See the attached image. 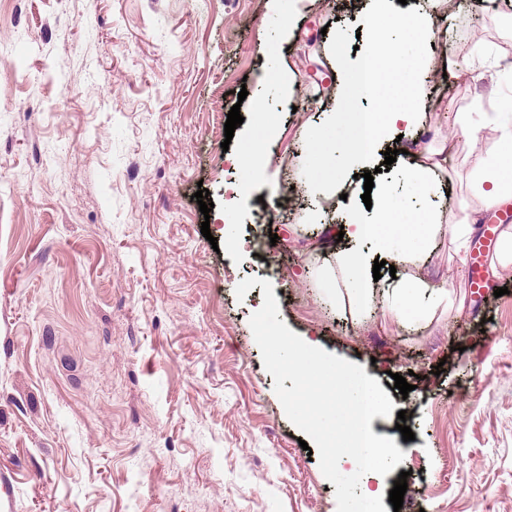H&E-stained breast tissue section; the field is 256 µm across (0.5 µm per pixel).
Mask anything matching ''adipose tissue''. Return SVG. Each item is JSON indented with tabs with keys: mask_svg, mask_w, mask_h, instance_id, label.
<instances>
[{
	"mask_svg": "<svg viewBox=\"0 0 512 512\" xmlns=\"http://www.w3.org/2000/svg\"><path fill=\"white\" fill-rule=\"evenodd\" d=\"M367 70L371 81L368 92L375 100L370 114L371 133L374 142L391 141L403 127L416 125L419 114L415 105L428 98L430 89L425 84H405L384 70L378 58H370ZM480 127H492L498 140L489 151L471 150V178L466 194L458 204L456 213L448 220H441L437 210L427 208L413 213L409 223H399L385 203H378L373 223L363 224L356 217L344 223L346 240L357 242L366 238L378 240L382 245H394L393 261L396 264L416 265L431 243L440 236L450 237L457 250H465L469 240L483 220L485 213L502 202L512 200V118L497 114L481 113ZM475 126V127H478ZM462 132L473 135L474 126L462 121ZM448 154L447 145L439 148L412 146L404 166L409 180L427 186L437 175L440 160ZM342 279L350 290L351 300L360 308L370 307L373 299L368 288L373 281L372 268L364 255L345 248H337L335 263L325 270L326 283ZM388 306L407 321L427 317L439 305L447 302L446 287L430 284L419 277L412 281L393 280L383 285ZM367 477L363 499L368 512H373L381 498L385 484L384 473L395 462L388 445L376 435H369L361 455Z\"/></svg>",
	"mask_w": 512,
	"mask_h": 512,
	"instance_id": "adipose-tissue-1",
	"label": "adipose tissue"
}]
</instances>
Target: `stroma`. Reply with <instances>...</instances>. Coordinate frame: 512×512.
<instances>
[{"instance_id": "stroma-1", "label": "stroma", "mask_w": 512, "mask_h": 512, "mask_svg": "<svg viewBox=\"0 0 512 512\" xmlns=\"http://www.w3.org/2000/svg\"><path fill=\"white\" fill-rule=\"evenodd\" d=\"M365 3L0 0V512H337L249 325L263 289L236 297L248 277L271 282L291 331L405 411L408 442L394 416L371 422L398 458L386 489L408 474L401 510L384 497L377 512H512V267L486 272L506 295L475 294L465 253L437 238L396 273L465 307L413 324L315 277L333 241L313 182L350 140L331 121L333 69L354 76L372 48ZM438 26L432 47L405 40L383 60L431 90L405 145L506 99L495 71L454 87L440 71L512 52V0H457ZM259 108L274 122L256 181L228 154ZM471 145L427 191L395 165L374 189L401 213L448 211ZM270 212L288 244L268 245ZM205 221L249 246L213 249Z\"/></svg>"}]
</instances>
